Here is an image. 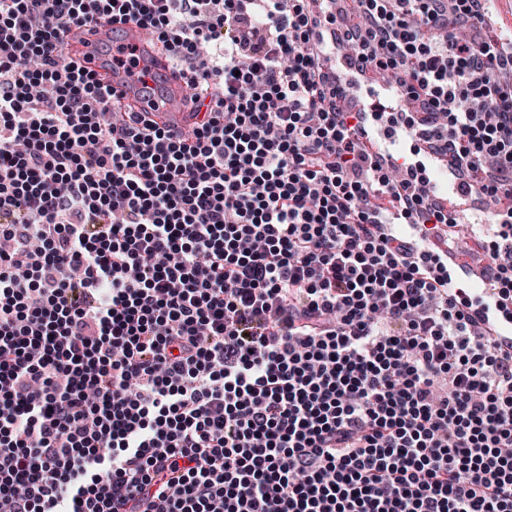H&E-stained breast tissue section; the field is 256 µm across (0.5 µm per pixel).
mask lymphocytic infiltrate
<instances>
[{"mask_svg": "<svg viewBox=\"0 0 512 512\" xmlns=\"http://www.w3.org/2000/svg\"><path fill=\"white\" fill-rule=\"evenodd\" d=\"M318 0H0V502L7 512H512V341L448 285L426 165L498 197L512 301V54L489 0H351L400 93L355 112ZM150 29L195 136L112 109L64 33ZM189 24H181V17Z\"/></svg>", "mask_w": 512, "mask_h": 512, "instance_id": "1", "label": "lymphocytic infiltrate"}]
</instances>
